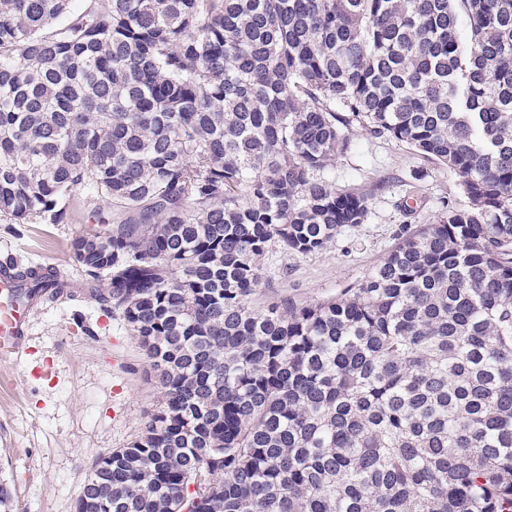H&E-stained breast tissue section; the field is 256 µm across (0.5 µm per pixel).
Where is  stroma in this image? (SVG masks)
<instances>
[{
    "instance_id": "stroma-1",
    "label": "stroma",
    "mask_w": 512,
    "mask_h": 512,
    "mask_svg": "<svg viewBox=\"0 0 512 512\" xmlns=\"http://www.w3.org/2000/svg\"><path fill=\"white\" fill-rule=\"evenodd\" d=\"M317 178L365 196L364 224L320 251L271 247L260 261L252 301L307 304L337 296L372 272L398 239L433 223L443 202L461 199L459 178L406 144L354 128L351 145ZM79 224H0V257L12 254L79 271L69 250ZM30 354L0 358V481L10 512H73L98 454L126 447L158 400L152 369L121 315L84 292L41 298L30 324Z\"/></svg>"
}]
</instances>
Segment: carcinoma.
I'll list each match as a JSON object with an SVG mask.
<instances>
[{"label":"carcinoma","instance_id":"cac0c4a2","mask_svg":"<svg viewBox=\"0 0 512 512\" xmlns=\"http://www.w3.org/2000/svg\"><path fill=\"white\" fill-rule=\"evenodd\" d=\"M355 125L464 202L339 296L255 308L271 245L367 220L314 178ZM99 199L80 286L161 402L75 512H512V0H0V220Z\"/></svg>","mask_w":512,"mask_h":512}]
</instances>
